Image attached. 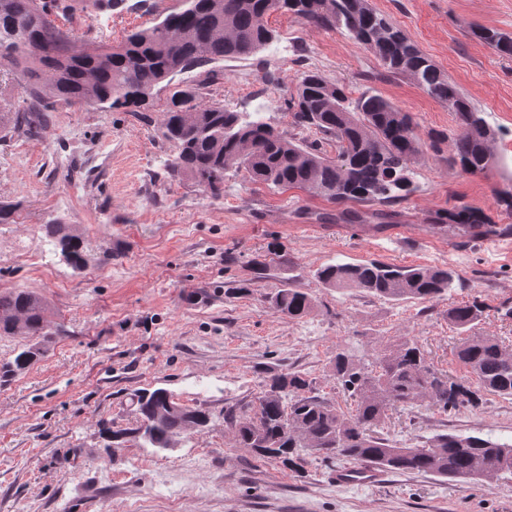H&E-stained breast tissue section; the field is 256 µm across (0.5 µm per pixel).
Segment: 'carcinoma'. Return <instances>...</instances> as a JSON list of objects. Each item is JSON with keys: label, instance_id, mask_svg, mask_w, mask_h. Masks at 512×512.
<instances>
[{"label": "carcinoma", "instance_id": "carcinoma-1", "mask_svg": "<svg viewBox=\"0 0 512 512\" xmlns=\"http://www.w3.org/2000/svg\"><path fill=\"white\" fill-rule=\"evenodd\" d=\"M73 8L69 0H0V64L27 81L29 104L0 107V129L30 134L58 104H86L101 112H146L160 84L171 89L161 130L175 154L169 178L193 177L214 196L224 192V174L245 170L250 180L273 187L300 188L338 205L348 202L386 205L407 196L409 166L426 143L411 115L383 96L366 90L354 100L344 87L313 70L301 72L297 95L284 100L291 128L313 130L321 139L299 140L242 112L203 96L205 82L176 77L224 59H248L275 37L267 18L288 12L324 29L340 28L370 49L391 74H408L432 98L454 113L457 131L437 133L430 143L449 140L448 163L469 174L491 164L486 120L448 80V76L369 0H182L181 7L151 27L135 30L118 46L90 52L72 49L50 16ZM473 34L502 56H512V36L480 27ZM336 144V157L323 145ZM458 228L484 227L492 221L463 206L429 219ZM70 266L85 264V244L62 233V225H45ZM326 288L355 291L387 301L434 302L455 288L447 267H399L371 259L329 263L314 272ZM272 310L292 319L314 309L311 294L293 281L268 297ZM48 307L38 294L23 289L0 292V337L29 336L34 341L13 350L0 364L7 379L45 354L51 329ZM484 303L473 299L448 308V321L471 329L483 316ZM478 377L481 389L512 397V352L496 337L474 336L456 351ZM263 392L229 414L233 440L282 469L303 473L308 455L343 457L361 466L425 473L455 481L512 474V444L478 436L440 434L420 446H400L378 429L389 411L424 403L443 412L476 407L478 392L438 373L413 339L389 344L372 357L336 350L332 371L357 413L348 418L315 392L312 382L286 371L261 367ZM136 425L112 432L113 438L139 439L165 450L188 430L208 426L209 415L183 406L163 388L144 389L131 402Z\"/></svg>", "mask_w": 512, "mask_h": 512}]
</instances>
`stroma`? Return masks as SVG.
Returning a JSON list of instances; mask_svg holds the SVG:
<instances>
[{
    "label": "stroma",
    "instance_id": "35a3bbf8",
    "mask_svg": "<svg viewBox=\"0 0 512 512\" xmlns=\"http://www.w3.org/2000/svg\"><path fill=\"white\" fill-rule=\"evenodd\" d=\"M482 112L496 137L494 165L465 174L448 164V146L410 166L412 191L384 222L337 221L339 206L305 190H273L228 171L213 197L193 180L165 177L174 153L161 133L168 92L148 112H99L60 106L33 136L0 140V200L16 203L0 224V292L42 295L61 333L27 372L0 382V512H512V476L451 482L429 474L387 472L371 487H339L344 458H307L303 476L235 447L229 411L262 390L260 366L296 370L342 410L353 398L331 372L337 347L370 354L414 338L434 367L477 389L458 361L462 333L449 307L480 298L487 309L473 335L512 348V210L497 202L512 186L497 165L512 158V56L495 54L473 34H512V0H371ZM180 0H125L111 11L55 16L75 47L117 45L152 26ZM277 37L248 60L192 72L208 80L209 101L256 112L287 129L283 99L299 72L316 70L349 97L365 90L410 112L420 135L453 134L456 119L405 75L385 72L374 53L344 31L309 25L290 14L269 18ZM468 206L501 234L471 240L438 230L429 217ZM87 244L73 270L45 227ZM378 259L400 266H446L460 277L445 299L392 302L326 288L322 265ZM312 295L314 311L291 319L267 297L287 282ZM167 389L178 403L207 411L208 428L169 450L111 431L134 425L131 399ZM390 440L422 445L454 434L512 442V397L484 395L452 412L418 405L390 413L380 429Z\"/></svg>",
    "mask_w": 512,
    "mask_h": 512
}]
</instances>
